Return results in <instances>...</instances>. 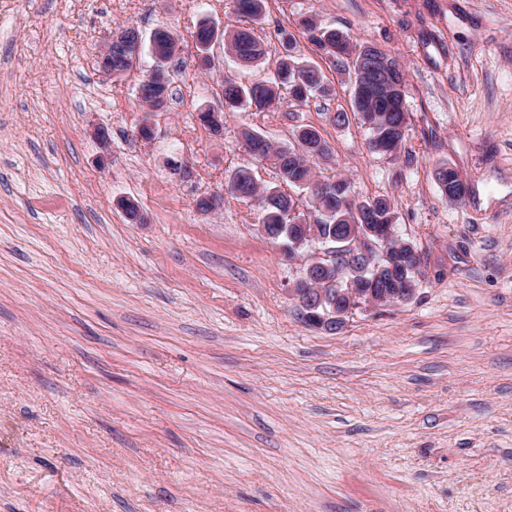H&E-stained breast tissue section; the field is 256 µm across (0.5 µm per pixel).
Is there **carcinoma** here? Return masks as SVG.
<instances>
[{"mask_svg":"<svg viewBox=\"0 0 512 512\" xmlns=\"http://www.w3.org/2000/svg\"><path fill=\"white\" fill-rule=\"evenodd\" d=\"M238 17L243 25L217 32L215 26L204 21L194 31L195 43L205 46L218 37L224 39V54L242 66H251L265 56V44L259 35L266 15V0H235ZM299 26L306 31L309 41L324 49L333 57L343 56L340 63L348 73L351 84L350 107L353 115L368 132L367 147L373 153L394 155L403 146L406 131L398 130V113L390 111L382 97L371 96L367 88L374 80V74L361 66V56L371 52L385 61L393 76L406 82V70L394 57H388L369 42H362L348 31L336 28H323L314 17L299 20ZM285 47V55L277 63L273 78L258 80L244 85L233 76L224 77V107L230 112L240 108H254L265 112L278 107L288 94L291 105L301 106L311 98L326 96L325 86L319 69L307 64L296 55L294 44L288 38V31L280 32ZM151 43L157 53L167 58L174 52L175 40L171 31L163 28L151 33ZM168 87L160 84L156 77L141 83V98L149 107L161 104ZM294 137L300 145L299 151L285 149L262 133L245 130L242 132L245 148L263 161H270L277 169L281 184L261 186L252 173L240 168L229 175L227 188L239 198L254 199L263 213L264 224L272 240L288 244V232L294 231L304 236L319 231L324 235L331 232L334 225L346 229L357 223L353 207L361 203L367 206L374 216L375 224H395L396 213L386 197L357 200L351 183L344 177L318 178L313 168L320 161L330 157V147L321 133L310 125H298ZM438 186L442 194H447L446 185L452 181L464 184L459 173L448 165L439 166L436 171ZM315 184L313 195L302 199L297 193L309 190ZM390 256L392 261L381 264L394 265L395 272L383 274V280L372 282L373 271H368L359 281L361 288H412L417 283L416 275L421 273V256L415 244L408 240L392 241Z\"/></svg>","mask_w":512,"mask_h":512,"instance_id":"carcinoma-1","label":"carcinoma"}]
</instances>
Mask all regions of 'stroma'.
Segmentation results:
<instances>
[{
	"label": "stroma",
	"instance_id": "1",
	"mask_svg": "<svg viewBox=\"0 0 512 512\" xmlns=\"http://www.w3.org/2000/svg\"><path fill=\"white\" fill-rule=\"evenodd\" d=\"M266 7L263 60L219 43L204 70L194 30L239 25L234 0H0V512H512V0ZM309 15L403 64L397 155L334 124L348 75L298 27ZM127 24L180 39L166 111L138 107L150 55L99 71ZM281 26L330 96L230 112L212 135L197 111L225 76L274 72ZM298 125L330 144L324 175L389 196L422 257L409 301L333 333L288 295L303 258L226 191L241 167L278 182L242 130L292 147ZM444 163L464 198L442 194ZM209 195L224 203L201 213Z\"/></svg>",
	"mask_w": 512,
	"mask_h": 512
}]
</instances>
